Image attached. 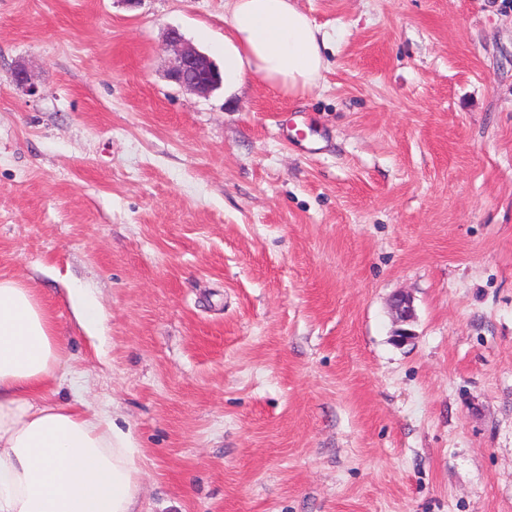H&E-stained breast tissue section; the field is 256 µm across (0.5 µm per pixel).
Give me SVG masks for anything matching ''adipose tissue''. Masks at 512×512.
Wrapping results in <instances>:
<instances>
[{"mask_svg": "<svg viewBox=\"0 0 512 512\" xmlns=\"http://www.w3.org/2000/svg\"><path fill=\"white\" fill-rule=\"evenodd\" d=\"M224 84L294 96L326 67V37L296 0H228ZM62 341L39 294L0 279V512H136L142 466L130 433L77 401L51 402Z\"/></svg>", "mask_w": 512, "mask_h": 512, "instance_id": "1", "label": "adipose tissue"}]
</instances>
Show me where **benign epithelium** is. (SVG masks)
Listing matches in <instances>:
<instances>
[{
	"label": "benign epithelium",
	"instance_id": "1",
	"mask_svg": "<svg viewBox=\"0 0 512 512\" xmlns=\"http://www.w3.org/2000/svg\"><path fill=\"white\" fill-rule=\"evenodd\" d=\"M168 44L176 51V61L169 72L171 81L200 95H207L220 85V72L208 55L187 44L175 30L169 32ZM391 310L400 325L395 341L399 344L410 342L414 339V332L408 329L415 319L413 298L406 292L395 294L391 300Z\"/></svg>",
	"mask_w": 512,
	"mask_h": 512
}]
</instances>
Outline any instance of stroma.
I'll return each mask as SVG.
<instances>
[{
  "label": "stroma",
  "mask_w": 512,
  "mask_h": 512,
  "mask_svg": "<svg viewBox=\"0 0 512 512\" xmlns=\"http://www.w3.org/2000/svg\"><path fill=\"white\" fill-rule=\"evenodd\" d=\"M297 4L316 88L203 96L167 34L223 65L227 0H0V279L139 512H512V0ZM69 299L79 324L90 336H93L99 331L102 323L98 300L87 288H71ZM391 310L400 326L411 325L415 319L413 298L406 292H399L393 296Z\"/></svg>",
  "instance_id": "35a3bbf8"
}]
</instances>
